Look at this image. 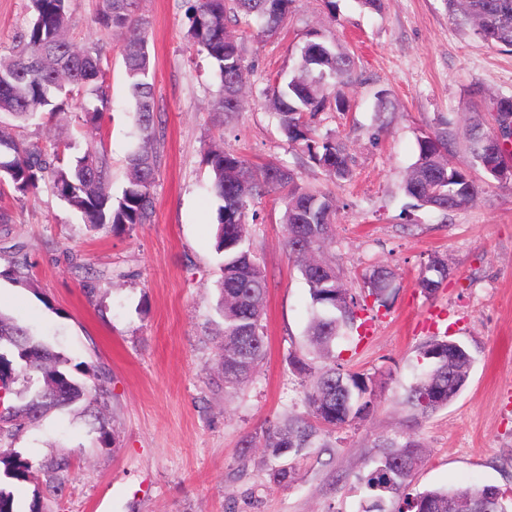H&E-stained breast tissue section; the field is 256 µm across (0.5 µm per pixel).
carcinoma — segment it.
Masks as SVG:
<instances>
[{
  "label": "carcinoma",
  "instance_id": "1",
  "mask_svg": "<svg viewBox=\"0 0 512 512\" xmlns=\"http://www.w3.org/2000/svg\"><path fill=\"white\" fill-rule=\"evenodd\" d=\"M72 0H32L31 17L8 54L0 53V182L17 199L37 191L50 179L67 206L92 228L112 229L147 224L153 217V187L163 149L156 123L155 69L148 49V23L137 16L138 0H99L94 22L103 30L123 35L120 46L138 132V145L126 158L127 182L121 195L109 187L111 162L104 150L90 145L83 154L65 158L60 145L19 138L11 127L39 125L65 111V101H76L85 124L98 129L111 110L107 82L108 57L97 44L77 47L67 38ZM186 17L191 45L212 65L216 83L213 111L222 118L242 109V90L252 69L245 46L229 24L255 22L258 34L277 33L295 0H187ZM448 15L473 35L505 52H512V0H446ZM355 58L335 42L318 34L300 50L288 78L261 92L265 106L279 118L287 141L299 145L336 184L352 177L354 157L333 133L316 135L311 118L333 106L347 107L344 88L352 82ZM495 125L504 135L486 130L474 119L466 133L467 159L452 163L448 120L417 138V155L403 182L407 196L419 206L448 215L465 210L479 199L481 187L474 172L488 162L512 157L506 148L512 138V96L496 99ZM211 173V193L217 202L215 249L223 257L217 309L222 318L219 359L224 384L248 383L265 357L263 314L267 276L249 243V224L260 213L256 198L274 192L282 205L280 223L284 245L309 287L311 319L307 330L310 353L289 354L290 365L302 377L304 416H290L262 433V448L271 459L299 455L312 447L320 428H340L370 412L368 378L347 371L336 361L333 347L345 338L358 344L359 329L368 318L362 313L389 308L397 273L380 264L364 274L366 287H349L341 268L327 256L334 240L336 195L299 183L296 174L276 167L254 166L241 155L209 147L205 153ZM15 251L0 276L19 282L29 264ZM448 263L434 256L421 269L417 286L434 294L451 276ZM373 304H368V301ZM13 354L8 359L1 349ZM422 373L405 393V402L417 418H426L448 406L466 385L473 359L467 350L445 336L430 337L419 349ZM67 360L30 326L0 313V375L11 376L13 399L0 412V443L11 442L47 413L84 401L91 408L108 397L100 384L73 378ZM374 467L362 478L370 492L363 512H512V492L495 485L407 492L412 472L423 462L426 447L403 435L377 440ZM4 475L17 481L44 478L56 490L70 477L71 461L59 457L43 470H33L19 458H1Z\"/></svg>",
  "mask_w": 512,
  "mask_h": 512
}]
</instances>
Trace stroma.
<instances>
[{"instance_id": "obj_1", "label": "stroma", "mask_w": 512, "mask_h": 512, "mask_svg": "<svg viewBox=\"0 0 512 512\" xmlns=\"http://www.w3.org/2000/svg\"><path fill=\"white\" fill-rule=\"evenodd\" d=\"M94 8L95 0H73L69 38L107 47L112 109L103 126L62 112L50 127L17 134H52L77 153L90 142L102 146L117 195L137 137L121 39L95 28ZM186 9L185 0L139 2L165 133L151 223L90 231L48 184L23 199L0 185V212L10 218L0 224V271L18 243L30 263L28 283L0 275V312L42 334L72 374L87 365L105 371L112 390L99 407L111 445L98 443L81 403L0 445V455L36 467L54 456L73 462L54 493L39 481L7 480L17 512L35 504L42 512H363L366 492L356 477L369 471L378 438L402 432L429 449L412 491L471 483L512 490V182H484L476 205L446 216L416 206L402 189L417 138L438 117L451 124L458 161L466 158V118L494 128V100L512 95V54L451 21L445 0H384L379 12L358 0H336L332 11L321 0H296L276 35L246 38L254 72L242 112L225 124L211 110L209 60L187 49ZM313 31L355 54L348 110L315 119L318 133H336L354 151V177L339 186L286 141L277 116L258 103L268 81L291 71ZM381 91L389 107L382 116ZM219 138L256 166L290 169L301 183L333 191L339 210L331 251L353 288H362L376 264L398 274L393 300L368 321L358 347L336 344L345 368L368 377L372 409L333 430L330 447L288 457L293 477L280 484L270 480L275 463L262 449L240 464L241 443L284 414L304 411L288 355L305 348L310 294L283 245L278 197L264 196L262 221L249 230L268 280L266 357L248 385L225 386L214 311L222 258L204 161L207 144ZM434 254L453 273L429 297L417 278ZM435 334L463 344L473 365L448 407L416 421L398 399L421 371L419 347Z\"/></svg>"}]
</instances>
